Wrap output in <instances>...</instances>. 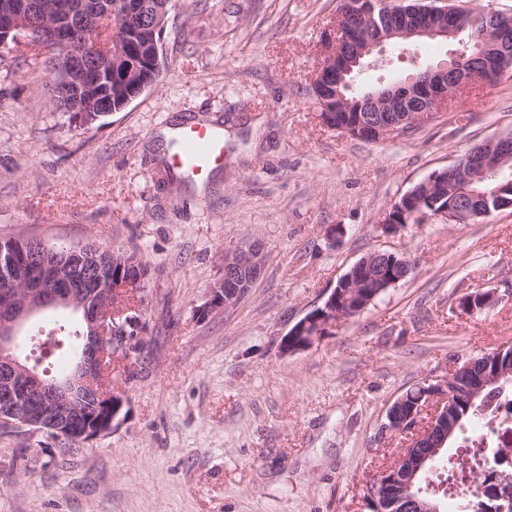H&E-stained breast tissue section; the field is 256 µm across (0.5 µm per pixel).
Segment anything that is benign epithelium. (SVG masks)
<instances>
[{"instance_id":"benign-epithelium-1","label":"benign epithelium","mask_w":512,"mask_h":512,"mask_svg":"<svg viewBox=\"0 0 512 512\" xmlns=\"http://www.w3.org/2000/svg\"><path fill=\"white\" fill-rule=\"evenodd\" d=\"M446 12L448 5L434 4L428 10V18L416 21L412 28L403 29L398 35L407 40L422 36L446 38L448 27L434 20ZM30 22L28 0H10L0 9V42L11 41L20 48L29 46L24 32ZM340 34L335 23L325 32L324 58L317 74L329 68L335 73L338 85L348 88L352 84L348 77L354 74V68L362 66V60L369 56L382 57L385 42L382 38L352 32L348 41L360 43L362 48L359 56L351 57L337 50L342 43ZM65 35L64 25L53 26L52 37L38 46L40 53L47 56L55 52ZM448 57L450 61L429 66L404 82L390 84L366 98V102L371 104L378 97L388 99L393 106L395 128L454 111L459 96L478 88L479 84L474 81L464 54L453 51ZM61 65L63 75L57 90L76 93L78 121L85 125L94 123L107 111L97 90L104 80L102 71L91 66L81 51L61 57ZM325 122L348 135L361 134L374 141L382 138L379 126L366 116H357L352 128L332 114ZM510 164L512 140L501 136L477 145L463 162H455L440 174H448L458 181L468 180L472 173L495 179ZM462 201L464 205L455 210L445 208L430 215L422 213L421 203L415 201L414 214L422 215L425 220L432 216L441 218L450 224L485 216L477 197L465 193ZM379 255V250L370 252L338 280L357 301L345 304L338 298L339 291L329 290L323 305L306 314L283 337L282 353L310 347L331 334L336 324L358 317L374 302L382 292L379 284L384 280V269L375 261ZM265 260L264 246L258 241L245 240L224 249V281L210 290V298L199 308V313L207 315L238 304L259 279ZM109 263L119 266L117 275L102 290L104 298L94 301L87 284L91 276ZM124 268L118 252L108 253L88 245L70 246L53 260L43 255L37 238L30 239L21 254L0 248V282L4 284L0 293L6 297V301L0 302V427L25 426L51 432L72 445L112 430V423L124 404L129 379L127 374H122L120 380L113 382L112 393L106 395L97 387V373L108 358L115 368H127V363L142 348L141 337L128 335L130 321L117 320L108 307L112 295L132 285V280L123 275ZM500 299L495 293H476L460 299L458 306L468 311L481 310ZM56 309H73L85 323V330L79 336L82 341L79 363L63 381L42 377L28 359L20 356L18 348L25 327L34 318ZM460 374L464 385L459 391L453 389L454 381L450 378L443 387L429 384L416 396L404 394L388 408L385 428L410 436V443L397 462L377 475L368 493L372 512H383L385 507L399 512H440L436 496L420 488V483L453 435L456 397L471 404L484 403L490 389L512 381V371H483L477 358L468 361ZM431 397L437 401L425 418L424 408ZM489 495L507 503L512 501V479L504 473L499 475Z\"/></svg>"}]
</instances>
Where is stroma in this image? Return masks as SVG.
I'll return each instance as SVG.
<instances>
[{
	"label": "stroma",
	"instance_id": "obj_1",
	"mask_svg": "<svg viewBox=\"0 0 512 512\" xmlns=\"http://www.w3.org/2000/svg\"><path fill=\"white\" fill-rule=\"evenodd\" d=\"M337 0H171L159 82L80 128L56 110L37 48L0 57V237L94 242L150 270L143 348L110 433L73 449L0 427V512H369L408 444L385 430L407 390L512 345V208L384 233L391 204L473 145L512 132V73L452 114L367 142L325 125L311 80ZM417 62L387 49L365 81ZM224 133L206 183L171 169L165 128ZM262 242L263 272L229 310L198 309L224 250ZM403 252L411 274L310 348L283 336L353 264ZM502 300L474 312L467 292Z\"/></svg>",
	"mask_w": 512,
	"mask_h": 512
}]
</instances>
